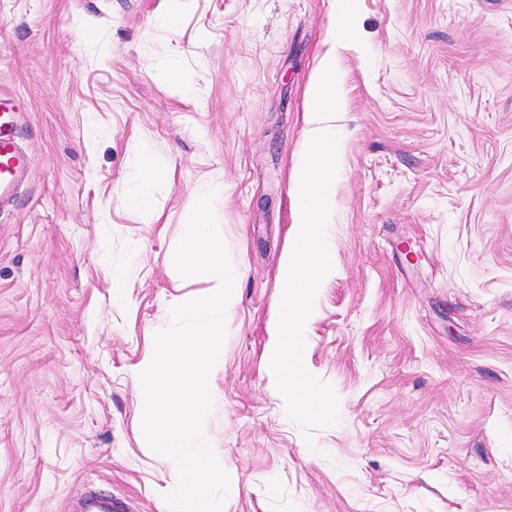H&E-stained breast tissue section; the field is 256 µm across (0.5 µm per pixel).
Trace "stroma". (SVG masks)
Returning a JSON list of instances; mask_svg holds the SVG:
<instances>
[{
	"label": "stroma",
	"mask_w": 512,
	"mask_h": 512,
	"mask_svg": "<svg viewBox=\"0 0 512 512\" xmlns=\"http://www.w3.org/2000/svg\"><path fill=\"white\" fill-rule=\"evenodd\" d=\"M0 0V93L30 172L0 213V512L86 493L166 512L132 369L172 301L192 204L235 274L204 433L225 512H512V0H358L335 269L306 349L338 420L286 417L267 359L292 164L334 0ZM176 65L184 91L161 79ZM167 162L139 193L138 152ZM127 272L124 301L112 280Z\"/></svg>",
	"instance_id": "35a3bbf8"
}]
</instances>
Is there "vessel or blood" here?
Instances as JSON below:
<instances>
[{"instance_id":"obj_1","label":"vessel or blood","mask_w":512,"mask_h":512,"mask_svg":"<svg viewBox=\"0 0 512 512\" xmlns=\"http://www.w3.org/2000/svg\"><path fill=\"white\" fill-rule=\"evenodd\" d=\"M19 109L17 99L0 94V211L13 204L29 175L30 161L17 136Z\"/></svg>"}]
</instances>
